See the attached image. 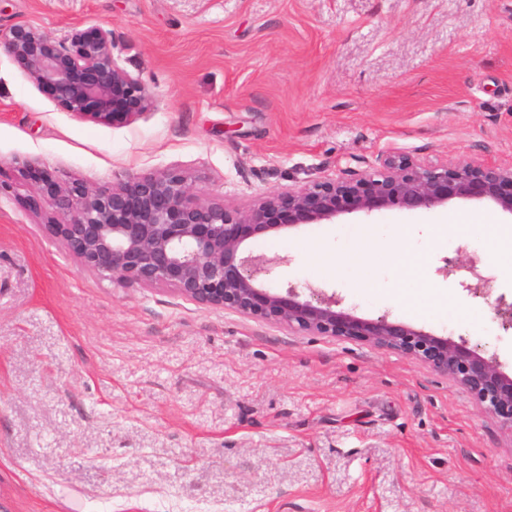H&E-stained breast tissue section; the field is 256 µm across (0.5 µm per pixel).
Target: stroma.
Instances as JSON below:
<instances>
[{
    "mask_svg": "<svg viewBox=\"0 0 512 512\" xmlns=\"http://www.w3.org/2000/svg\"><path fill=\"white\" fill-rule=\"evenodd\" d=\"M106 26L154 93L127 126L74 116L0 57V512H512V432L455 381L367 343L296 333L87 271L43 229L42 185L176 169L207 196L379 168L512 165V0H0V27ZM493 204L385 209L437 224ZM327 224L246 241L302 298L466 340L512 373V304L480 248L428 251L447 316L408 314L326 272ZM478 257L486 295L463 288Z\"/></svg>",
    "mask_w": 512,
    "mask_h": 512,
    "instance_id": "1",
    "label": "stroma"
}]
</instances>
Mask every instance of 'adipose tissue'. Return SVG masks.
<instances>
[{
  "label": "adipose tissue",
  "mask_w": 512,
  "mask_h": 512,
  "mask_svg": "<svg viewBox=\"0 0 512 512\" xmlns=\"http://www.w3.org/2000/svg\"><path fill=\"white\" fill-rule=\"evenodd\" d=\"M454 233L460 242L480 243L488 260L505 276L512 277V226L476 218L461 226L452 219L439 224L434 245L443 244ZM339 237L341 247L327 264L330 273L366 289L370 286L366 279L370 262L385 259L393 274L388 291L407 310L418 312L429 307L447 313V299L436 297L428 277L427 251L411 247L408 233L381 224H349L340 230Z\"/></svg>",
  "instance_id": "obj_1"
}]
</instances>
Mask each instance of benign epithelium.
I'll list each match as a JSON object with an SVG mask.
<instances>
[{
	"mask_svg": "<svg viewBox=\"0 0 512 512\" xmlns=\"http://www.w3.org/2000/svg\"><path fill=\"white\" fill-rule=\"evenodd\" d=\"M0 53L20 63L68 112L93 122L126 125L150 105L151 91L112 54V30L77 31L55 41L15 25L0 30ZM47 206L58 219L45 225L91 273L142 288L171 286L194 303L233 310L290 331L333 336L414 356L465 387L512 431V376L465 341L456 342L387 317L365 319L336 309L335 297L301 300L258 282L273 260L244 254L260 234L301 224H334L342 215L383 209L431 210L456 200H486L512 216V166L421 164L389 155L373 172L266 194L246 206L208 198L192 179L169 169L133 173L88 185L57 183Z\"/></svg>",
	"mask_w": 512,
	"mask_h": 512,
	"instance_id": "benign-epithelium-1",
	"label": "benign epithelium"
}]
</instances>
